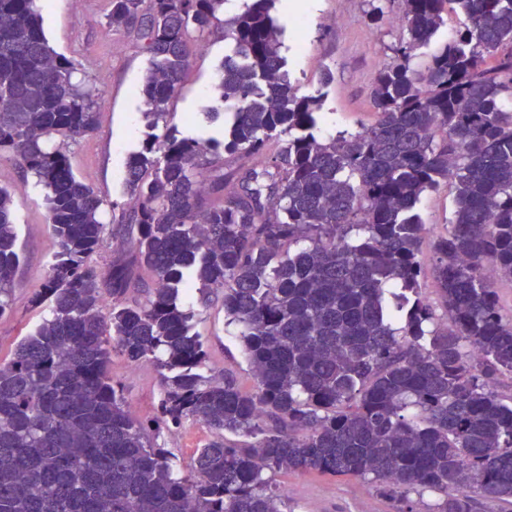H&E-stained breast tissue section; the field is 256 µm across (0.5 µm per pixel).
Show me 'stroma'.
I'll return each instance as SVG.
<instances>
[{"instance_id":"obj_1","label":"stroma","mask_w":512,"mask_h":512,"mask_svg":"<svg viewBox=\"0 0 512 512\" xmlns=\"http://www.w3.org/2000/svg\"><path fill=\"white\" fill-rule=\"evenodd\" d=\"M379 3L385 16L380 27L373 30L363 23L369 0H316L312 13L283 27L282 53L295 85L303 93L317 89L323 93V134L353 132L375 119L371 84L393 57L396 20L401 13V0ZM37 7L51 46L74 62L76 79L88 84L99 106L97 128L69 143L67 150L76 175L107 201L102 219L110 225L111 203L124 199L126 158L140 147L146 132L141 117V87L147 58L126 34L104 29L108 0H38ZM227 52L217 32L194 53L186 82L171 107L172 122L180 131L203 129L223 136L228 113H220L213 120L207 113L212 105L213 77ZM327 74L332 77L328 83L323 80ZM0 185L15 191L17 243L24 257L11 287L12 310L0 318V360L5 362L22 338L47 315L46 308L32 304L31 296L41 288L57 246L48 227L43 192L36 187L34 177L18 165L3 162ZM453 207V193L445 186L426 194L419 203L426 226L420 248L426 271L424 293L433 303L438 293L432 272V245L444 231ZM123 241L122 233L110 225L104 246L91 256V263L107 267ZM180 302L195 313L194 330L205 344L212 374L220 377L231 373L242 391L253 392L255 379L243 358L235 328L225 324L222 302L202 307L195 290L181 293ZM109 371L127 402L140 407L142 418L156 416L162 388L152 364L134 365L116 355ZM213 437L207 427L188 421L163 430L159 441L186 463L196 448ZM276 481L286 496L288 512H397L393 499L360 478L288 472L278 475Z\"/></svg>"}]
</instances>
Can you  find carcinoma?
I'll use <instances>...</instances> for the list:
<instances>
[{
    "label": "carcinoma",
    "instance_id": "cac0c4a2",
    "mask_svg": "<svg viewBox=\"0 0 512 512\" xmlns=\"http://www.w3.org/2000/svg\"><path fill=\"white\" fill-rule=\"evenodd\" d=\"M276 0H109L108 28L148 56V133L125 163L105 269L104 200L74 173L70 141L98 108L47 40L35 0H0V162L44 191L57 244L31 299L50 317L0 362V512H284L275 477L363 478L414 512H473L471 486L512 501V0H402L375 121L320 135L322 94H301L281 54ZM456 36L428 54L448 14ZM224 28L214 84L224 139L169 124L198 40ZM162 128L164 132L155 133ZM456 209L432 261L444 326L423 295L417 205L441 185ZM14 190L0 185V317L21 265ZM222 297L256 379L208 375L179 291ZM478 359L470 360L471 351ZM117 352L162 380L154 435L112 383ZM216 439L176 464L160 426Z\"/></svg>",
    "mask_w": 512,
    "mask_h": 512
}]
</instances>
